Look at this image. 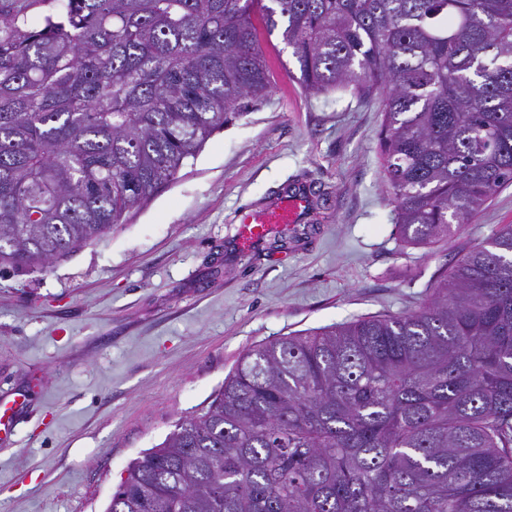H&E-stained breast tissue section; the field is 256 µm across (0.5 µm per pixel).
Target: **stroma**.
Listing matches in <instances>:
<instances>
[{"label":"stroma","instance_id":"1","mask_svg":"<svg viewBox=\"0 0 512 512\" xmlns=\"http://www.w3.org/2000/svg\"><path fill=\"white\" fill-rule=\"evenodd\" d=\"M275 84L168 188L43 272L0 268V512H105L141 452L207 405L238 358L280 336L417 308L447 267L512 224V184L471 224L405 243L380 164L383 96L308 93L281 30ZM310 193L306 223L254 249L251 210ZM24 400L14 398L7 403H0V444L2 446L13 444L12 420Z\"/></svg>","mask_w":512,"mask_h":512}]
</instances>
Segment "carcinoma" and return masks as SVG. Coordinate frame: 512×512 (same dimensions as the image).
I'll list each match as a JSON object with an SVG mask.
<instances>
[{"instance_id": "carcinoma-1", "label": "carcinoma", "mask_w": 512, "mask_h": 512, "mask_svg": "<svg viewBox=\"0 0 512 512\" xmlns=\"http://www.w3.org/2000/svg\"><path fill=\"white\" fill-rule=\"evenodd\" d=\"M384 97L396 228L429 247L512 183V0H0V266L145 207L272 90ZM107 512H512V224L428 299L247 350Z\"/></svg>"}]
</instances>
